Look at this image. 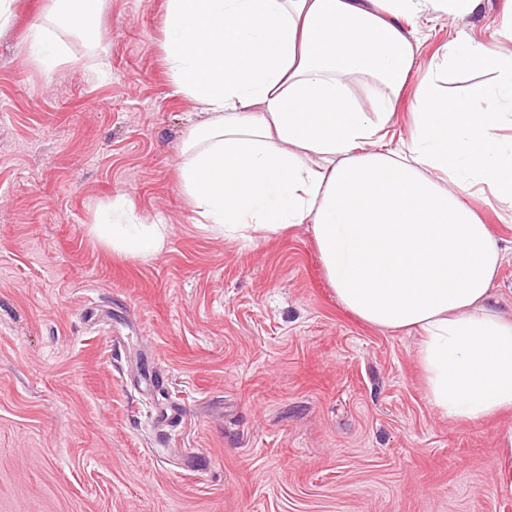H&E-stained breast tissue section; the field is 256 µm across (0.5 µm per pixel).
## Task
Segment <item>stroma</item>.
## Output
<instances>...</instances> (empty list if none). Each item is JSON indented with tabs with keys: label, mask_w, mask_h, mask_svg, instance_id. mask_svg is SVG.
<instances>
[{
	"label": "stroma",
	"mask_w": 512,
	"mask_h": 512,
	"mask_svg": "<svg viewBox=\"0 0 512 512\" xmlns=\"http://www.w3.org/2000/svg\"><path fill=\"white\" fill-rule=\"evenodd\" d=\"M505 0L412 21L418 67L449 40H497ZM53 0L0 31V512H512V411L474 424L428 403L417 339L336 300L306 228L251 245L199 223L179 147L197 109L165 62L166 0H102L98 46ZM168 226L141 260L90 230L119 196ZM493 306L512 319V210ZM60 7L52 14L33 25L29 35V48L33 55L40 57L44 65L57 64L54 59L56 45L51 39L47 23L54 19L65 28L79 33L90 44H97V19L100 0H56Z\"/></svg>",
	"instance_id": "1"
}]
</instances>
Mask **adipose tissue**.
I'll use <instances>...</instances> for the list:
<instances>
[{
  "label": "adipose tissue",
  "mask_w": 512,
  "mask_h": 512,
  "mask_svg": "<svg viewBox=\"0 0 512 512\" xmlns=\"http://www.w3.org/2000/svg\"><path fill=\"white\" fill-rule=\"evenodd\" d=\"M56 2L52 19L96 43L101 0ZM479 2L167 0L164 20L176 90L203 114L178 173L201 223L251 242L309 226L340 305L416 335L428 403L465 424L512 410V320L489 305L501 249L471 204L487 191L512 202V52L448 41L408 138L390 145L386 128L416 65L405 20H461ZM477 64L493 81L450 94ZM92 231L141 259L167 235L123 198Z\"/></svg>",
  "instance_id": "adipose-tissue-1"
}]
</instances>
